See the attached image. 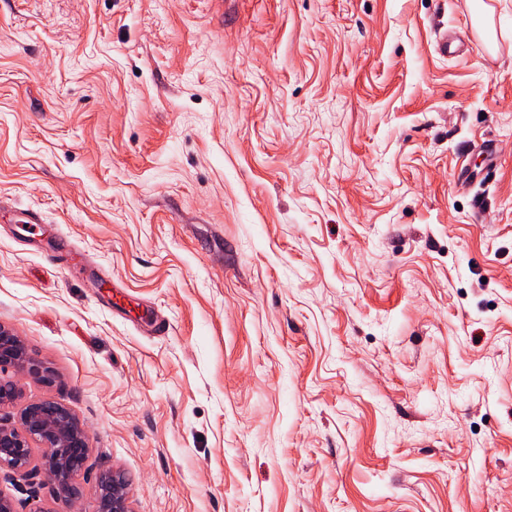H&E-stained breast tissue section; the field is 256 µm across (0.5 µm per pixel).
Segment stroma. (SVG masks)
Here are the masks:
<instances>
[{
  "label": "stroma",
  "mask_w": 512,
  "mask_h": 512,
  "mask_svg": "<svg viewBox=\"0 0 512 512\" xmlns=\"http://www.w3.org/2000/svg\"><path fill=\"white\" fill-rule=\"evenodd\" d=\"M0 323L16 512H512V0H0ZM24 343L10 327L0 324V371L13 368L37 378H44L48 371L29 359L24 352ZM88 428L67 407L42 400L24 405L18 424L0 420V472H21L31 464L33 444L43 449L40 467L58 496H78L77 480L89 458ZM129 481L121 471L107 469L98 476V512H131Z\"/></svg>",
  "instance_id": "stroma-1"
}]
</instances>
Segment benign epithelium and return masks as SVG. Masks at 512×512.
I'll return each mask as SVG.
<instances>
[{
    "label": "benign epithelium",
    "mask_w": 512,
    "mask_h": 512,
    "mask_svg": "<svg viewBox=\"0 0 512 512\" xmlns=\"http://www.w3.org/2000/svg\"><path fill=\"white\" fill-rule=\"evenodd\" d=\"M13 368L37 378L47 370L29 359L24 343L11 328L0 324V371ZM16 385L0 378V407L17 400ZM43 449L40 467L57 486L58 496H78L77 480L89 458L88 428L67 407L42 400L24 405L18 424L0 420V472H21L31 464L33 445ZM98 512H131L129 481L121 471L107 469L98 476Z\"/></svg>",
    "instance_id": "1"
}]
</instances>
